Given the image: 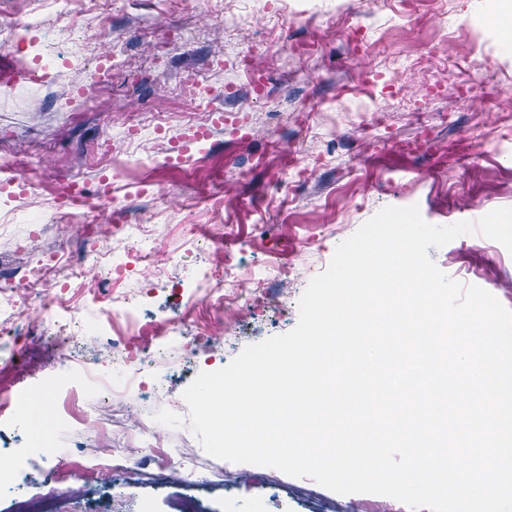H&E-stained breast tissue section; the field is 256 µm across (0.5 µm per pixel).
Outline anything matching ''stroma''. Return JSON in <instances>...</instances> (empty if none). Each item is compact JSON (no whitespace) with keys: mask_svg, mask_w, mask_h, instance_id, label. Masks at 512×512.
Wrapping results in <instances>:
<instances>
[{"mask_svg":"<svg viewBox=\"0 0 512 512\" xmlns=\"http://www.w3.org/2000/svg\"><path fill=\"white\" fill-rule=\"evenodd\" d=\"M268 0H115L111 39L121 67L98 91L100 107L67 99L62 86L80 79L69 60L74 39L51 0H0V29L26 14L44 24V49L0 44V66L27 58L37 81H0V160L26 170L36 197L15 199L0 217V278L20 279L32 262L19 246L39 239L47 252L85 245L83 213L69 227L48 223L58 185L78 177L98 191L105 180L91 149L111 135L126 161L110 188L127 207L129 224H157V253L175 257L165 276L142 285L134 276L108 282L105 296L134 299L136 340L145 367L138 382L109 402L86 393L49 395L45 440L29 429L0 425V445L25 452L14 492L0 494L12 512L13 494H37L50 467L79 454L122 451L143 468L135 488H113L119 512H171L179 488L150 479L160 459H191L205 481L198 487L210 512H317L303 498L305 478L273 470L274 485L241 482L246 466L215 459L189 426L185 389L199 372L229 364L246 346L291 331L311 279L329 266L339 244L388 206H418L425 221L448 226L474 222L512 207V48L486 22L496 0H285L279 14ZM175 34L163 60L146 29ZM250 56L265 77L255 97L236 63ZM195 72L215 90L214 111L251 113L254 138L241 141L214 129L204 141L194 131L206 121L180 80ZM382 83H373V75ZM439 91H431L433 79ZM141 127L140 144L126 142L124 122ZM222 193V213L210 208ZM224 227L212 243V225ZM231 256L225 301L248 299L240 315L205 298L203 272L214 250ZM436 266L463 285L479 286L512 309V253L499 242L463 234L429 248ZM231 320L229 334L205 341L206 322ZM77 327L75 353L95 364L125 332L124 321L102 323L88 305ZM27 325L0 328L24 335L15 362L0 364V392L11 394L37 378L60 374L53 341L28 339ZM112 415L104 431L80 439L79 415ZM152 427L154 459L141 454Z\"/></svg>","mask_w":512,"mask_h":512,"instance_id":"1","label":"stroma"}]
</instances>
